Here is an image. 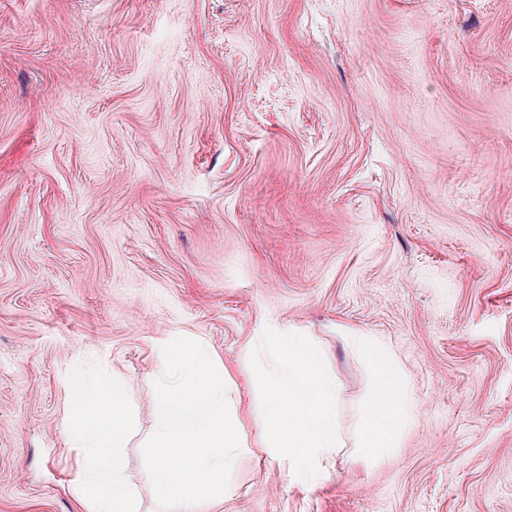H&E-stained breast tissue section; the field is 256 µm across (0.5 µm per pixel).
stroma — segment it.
Returning <instances> with one entry per match:
<instances>
[{
	"label": "stroma",
	"mask_w": 512,
	"mask_h": 512,
	"mask_svg": "<svg viewBox=\"0 0 512 512\" xmlns=\"http://www.w3.org/2000/svg\"><path fill=\"white\" fill-rule=\"evenodd\" d=\"M315 337L345 447L250 448L195 512H512V0H0V512H83L61 420L119 376L138 512L156 344L258 396L244 342ZM383 340L415 405L352 452Z\"/></svg>",
	"instance_id": "35a3bbf8"
}]
</instances>
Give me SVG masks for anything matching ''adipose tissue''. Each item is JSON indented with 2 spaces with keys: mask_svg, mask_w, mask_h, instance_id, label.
I'll use <instances>...</instances> for the list:
<instances>
[{
  "mask_svg": "<svg viewBox=\"0 0 512 512\" xmlns=\"http://www.w3.org/2000/svg\"><path fill=\"white\" fill-rule=\"evenodd\" d=\"M350 342L374 374L372 391L359 418L355 454L364 462L377 464L397 448L413 420V403L405 377L377 339L354 336ZM125 396L118 378H99L78 391L75 406L62 419L67 441L86 451L74 493L88 504L89 512H137L121 454L129 430Z\"/></svg>",
  "mask_w": 512,
  "mask_h": 512,
  "instance_id": "adipose-tissue-1",
  "label": "adipose tissue"
}]
</instances>
